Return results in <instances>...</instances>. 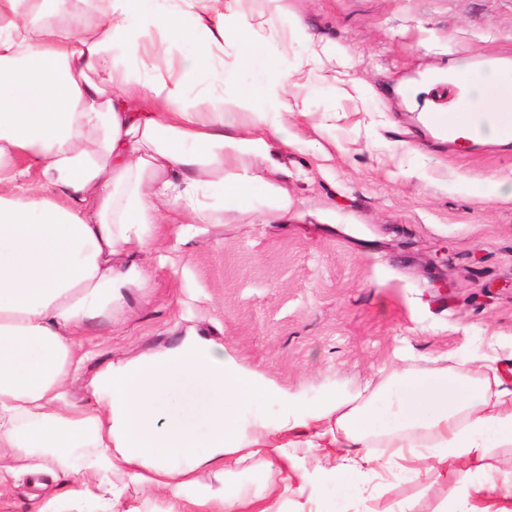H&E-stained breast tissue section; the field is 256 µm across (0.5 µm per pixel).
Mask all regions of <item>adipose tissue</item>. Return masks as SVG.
<instances>
[{
  "label": "adipose tissue",
  "instance_id": "1",
  "mask_svg": "<svg viewBox=\"0 0 512 512\" xmlns=\"http://www.w3.org/2000/svg\"><path fill=\"white\" fill-rule=\"evenodd\" d=\"M156 2L0 0V485L17 473L71 474L75 512L92 503L123 512L112 484L123 468L145 488L192 490L202 512H273L264 498L244 499L224 485L225 466L272 458L283 486L331 480L355 497L374 447L417 476L512 444V390L491 393V358L475 369L397 373L370 398L338 396L309 408L244 370L224 346L191 336L107 367L84 405L69 403L65 383L92 355L81 340L87 323L143 279L121 255L148 251L156 225L185 212L196 224L222 223L210 192L232 201L260 192L255 183L210 179L223 172L225 149L257 157L268 150L264 138L225 135L229 108L283 141L284 115L304 109L288 91L290 73L248 28L216 27L175 80L156 75L160 55L193 40L187 15L202 18L211 0H187L185 13ZM78 8L102 22L62 29ZM229 36L243 65L270 73L271 82L241 87L231 100L189 97L212 45ZM502 82L493 70L470 76L468 111H502ZM259 92L273 109L255 108ZM263 401L280 406L276 426L243 424L241 410ZM381 418L391 429L377 441L370 430ZM314 446L331 467L303 466L300 448ZM207 472L212 482H204Z\"/></svg>",
  "mask_w": 512,
  "mask_h": 512
}]
</instances>
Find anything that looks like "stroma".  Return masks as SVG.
Returning a JSON list of instances; mask_svg holds the SVG:
<instances>
[{
    "instance_id": "stroma-1",
    "label": "stroma",
    "mask_w": 512,
    "mask_h": 512,
    "mask_svg": "<svg viewBox=\"0 0 512 512\" xmlns=\"http://www.w3.org/2000/svg\"><path fill=\"white\" fill-rule=\"evenodd\" d=\"M211 24L249 26L270 58L296 71L306 110L288 118L290 146L271 141L268 160L229 155L224 173L287 189L288 215L269 219L270 196L224 209L188 241L157 225L152 248L133 255L144 285L124 289L112 314L88 323L94 350L66 390L78 405L106 364L175 346L190 332L231 350L265 381L306 405L392 369L415 375L497 350L512 386V201L484 196L512 188V142L448 146L419 120L446 109L432 93L473 56L512 50V0H219ZM235 41L213 47L225 98L257 76L238 68ZM476 506L512 512V446L480 460L435 466L424 480L382 470L360 500L283 488L274 464L245 458L224 476L239 496H271L279 512H442L462 470ZM21 475L0 490V512H38L59 495L68 512L72 479ZM112 481L129 512H167L173 492L144 491L123 469Z\"/></svg>"
}]
</instances>
